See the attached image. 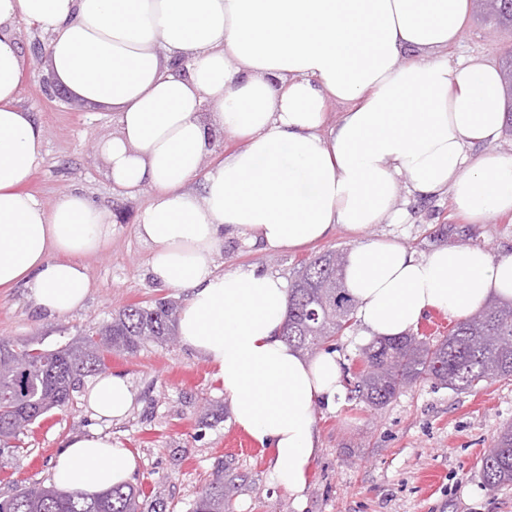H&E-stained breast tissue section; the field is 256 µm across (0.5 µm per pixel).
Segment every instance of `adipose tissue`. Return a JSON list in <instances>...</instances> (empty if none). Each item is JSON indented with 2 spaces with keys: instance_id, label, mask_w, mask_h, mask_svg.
Instances as JSON below:
<instances>
[{
  "instance_id": "1",
  "label": "adipose tissue",
  "mask_w": 512,
  "mask_h": 512,
  "mask_svg": "<svg viewBox=\"0 0 512 512\" xmlns=\"http://www.w3.org/2000/svg\"><path fill=\"white\" fill-rule=\"evenodd\" d=\"M468 13L469 0H0V289H22L51 317L81 309V258L113 225L81 191L47 208L25 189L45 130L16 97L22 18L49 35L52 80L116 112L112 183L153 191L137 232L153 249L154 281L187 293L180 341L215 367L239 428L272 449L271 481L304 504L319 451L314 406L339 394L338 359H308L284 341L283 278L218 271L215 255L228 236L296 250L339 226L399 220L403 187L449 194L475 222L512 213V156L468 153L505 124L497 66L448 61ZM332 100L346 109L327 129ZM224 131L243 146L206 162ZM344 280L365 336H401L433 310L462 318L512 300V255L443 245L418 257L371 239L351 249ZM84 400L117 419L133 394L125 378L101 375ZM136 467L129 449L95 433L65 442L52 481L92 496Z\"/></svg>"
}]
</instances>
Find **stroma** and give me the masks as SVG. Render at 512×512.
Returning a JSON list of instances; mask_svg holds the SVG:
<instances>
[{"label":"stroma","instance_id":"1","mask_svg":"<svg viewBox=\"0 0 512 512\" xmlns=\"http://www.w3.org/2000/svg\"><path fill=\"white\" fill-rule=\"evenodd\" d=\"M25 73L20 106L45 129V147L27 189L44 206L81 190L108 207L112 238L82 262L91 281L82 309L48 317L18 289L0 292V339L52 346L73 341L87 326L109 324L128 305L160 298L183 304V291L153 281L152 248L137 233L149 187L134 195L112 186L102 147L119 133L116 112L105 105L75 107L46 91L45 60L34 53L49 37L34 24L14 28ZM512 30H493L468 16L451 58L480 56L500 63ZM400 224H377L356 235L339 227L299 250L267 251L245 238L225 239L221 270L259 266L293 282L301 264L327 249L349 250L359 239L388 238L421 256L441 245L479 246L493 256L512 254V215L473 224L458 216L448 197L422 199L400 190ZM107 371L128 381L134 404L122 418H95L79 386L68 407L50 412L21 435L16 447L0 448V498L20 486L50 484L52 462L70 437L99 431L130 449L138 460L131 484L147 500L163 496L166 512H192L216 461L237 478L233 512H512V488L484 486L480 460L499 432L512 424V382L465 392L430 382L405 386L388 405L375 408L351 385L333 404L314 408L320 453L309 475L304 506L269 478L270 449L259 447L233 421L215 368L180 342L151 343L136 354H115Z\"/></svg>","mask_w":512,"mask_h":512}]
</instances>
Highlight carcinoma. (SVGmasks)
Segmentation results:
<instances>
[{
  "instance_id": "cac0c4a2",
  "label": "carcinoma",
  "mask_w": 512,
  "mask_h": 512,
  "mask_svg": "<svg viewBox=\"0 0 512 512\" xmlns=\"http://www.w3.org/2000/svg\"><path fill=\"white\" fill-rule=\"evenodd\" d=\"M483 19L497 29L512 28V0H498L487 10L475 0ZM506 96V127L512 131V54L501 60ZM322 252L302 267L290 288L288 321L283 338L295 349L312 353L352 328L358 303L345 288L343 262L331 263ZM177 305L159 299L151 305H129L104 328L90 327L85 336L52 349L0 341V355L13 351L21 360L0 359V443L15 438L40 417L69 402L80 381L107 369L114 352L133 354L147 341L163 343L174 331ZM356 392L375 407L389 404L403 383L431 381L455 391L482 382L512 381V302H490L458 321L448 335L432 341L425 335L377 339L362 350L354 374ZM480 474L491 487L512 485V426L498 434L481 459ZM230 483L224 461L195 501L193 512H229ZM141 491L131 484L113 486L89 499L80 492L64 494L52 484L17 489L0 500V512H143Z\"/></svg>"
}]
</instances>
